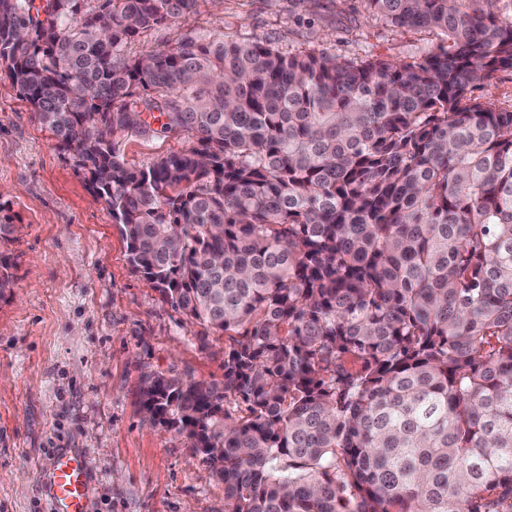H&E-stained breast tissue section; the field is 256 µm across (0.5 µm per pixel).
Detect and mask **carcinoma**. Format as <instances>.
Wrapping results in <instances>:
<instances>
[{
  "label": "carcinoma",
  "mask_w": 512,
  "mask_h": 512,
  "mask_svg": "<svg viewBox=\"0 0 512 512\" xmlns=\"http://www.w3.org/2000/svg\"><path fill=\"white\" fill-rule=\"evenodd\" d=\"M364 2L446 45L355 64L197 34L130 56L198 0H0V68L132 271L224 336L222 382L140 388L224 512H512V110L472 95L512 69V21ZM171 132L193 146L127 166L117 138Z\"/></svg>",
  "instance_id": "1"
}]
</instances>
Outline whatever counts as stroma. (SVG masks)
Wrapping results in <instances>:
<instances>
[{"label": "stroma", "instance_id": "35a3bbf8", "mask_svg": "<svg viewBox=\"0 0 512 512\" xmlns=\"http://www.w3.org/2000/svg\"><path fill=\"white\" fill-rule=\"evenodd\" d=\"M259 37L288 52L358 63L437 50L363 0H199L195 13L138 37L136 55L188 34ZM180 133L125 137L127 164L187 150ZM0 196L17 227L0 242L13 285L0 293V512H52L41 480L58 451L89 463L87 512H224V486L186 438L140 411L144 375L221 381L224 339L164 303L127 261L105 203L0 78Z\"/></svg>", "mask_w": 512, "mask_h": 512}]
</instances>
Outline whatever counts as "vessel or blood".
<instances>
[{"label": "vessel or blood", "mask_w": 512, "mask_h": 512, "mask_svg": "<svg viewBox=\"0 0 512 512\" xmlns=\"http://www.w3.org/2000/svg\"><path fill=\"white\" fill-rule=\"evenodd\" d=\"M44 481L55 512H86L89 497L88 463L81 452H57Z\"/></svg>", "instance_id": "b4317fda"}]
</instances>
